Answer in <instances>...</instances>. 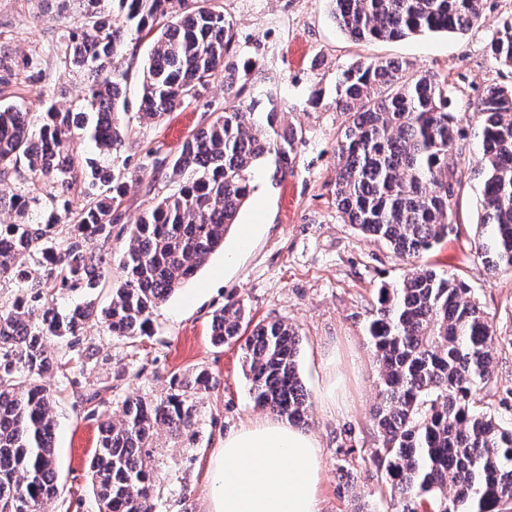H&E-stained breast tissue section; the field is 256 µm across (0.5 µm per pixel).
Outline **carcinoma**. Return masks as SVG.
I'll use <instances>...</instances> for the list:
<instances>
[{"label": "carcinoma", "mask_w": 512, "mask_h": 512, "mask_svg": "<svg viewBox=\"0 0 512 512\" xmlns=\"http://www.w3.org/2000/svg\"><path fill=\"white\" fill-rule=\"evenodd\" d=\"M82 2L67 38L68 65L89 79L84 104L62 110L48 90L36 130L29 113L0 106V181L30 178L50 186V211L39 216L26 193L0 196V209L14 214L0 223V235L14 243L0 249V281L21 292L0 310V512L17 502L41 512L58 495L53 397L40 379L65 360L69 338L92 321L118 338L144 335L152 311L224 248L258 166L271 157L275 175L284 178L300 141L273 94L240 101L241 71L226 61L233 24L211 0H111L121 26L100 8L104 0ZM330 2L337 27L355 42L463 33L482 20L480 0ZM169 15L173 21L157 33L143 66L140 118L159 122L219 74L224 110L159 162L177 189L132 225L119 254L124 278L109 307L98 311L85 302L63 315L52 289L99 286L104 265L90 245L112 239L129 187L112 166L81 161L75 138L85 132L103 155L121 146L125 47ZM489 52L512 68L511 18L496 24ZM335 104L347 116L334 183L343 220L400 257L417 258L448 238L457 184L448 159L462 129L448 111L447 81L406 61H359L339 73ZM473 115L481 123L477 253L491 274H510L512 88H488ZM79 180L87 182L88 200L74 212L68 193ZM245 317L237 302L217 309L212 343L234 340ZM369 334L381 394L372 462L384 472L396 512H512V421L480 406L498 338L472 288L417 263L397 286L379 290ZM298 345L294 328L281 320L255 326L244 345L255 404L293 423L305 422L310 407L297 371ZM213 383L201 371L174 381L159 401L128 397L116 421L90 410L99 427L88 466L98 512H154L148 448L160 429L172 436L194 430L197 400Z\"/></svg>", "instance_id": "obj_1"}]
</instances>
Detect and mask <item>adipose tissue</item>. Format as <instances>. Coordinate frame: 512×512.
I'll return each instance as SVG.
<instances>
[{"instance_id":"1","label":"adipose tissue","mask_w":512,"mask_h":512,"mask_svg":"<svg viewBox=\"0 0 512 512\" xmlns=\"http://www.w3.org/2000/svg\"><path fill=\"white\" fill-rule=\"evenodd\" d=\"M321 445L268 415L225 435L210 457L206 512H319Z\"/></svg>"}]
</instances>
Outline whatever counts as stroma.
Segmentation results:
<instances>
[{"label":"stroma","instance_id":"obj_1","mask_svg":"<svg viewBox=\"0 0 512 512\" xmlns=\"http://www.w3.org/2000/svg\"><path fill=\"white\" fill-rule=\"evenodd\" d=\"M216 4L234 25L229 61L255 64L248 91L276 94L302 139L282 181L273 179V162L256 170L255 189L223 251L154 311L148 335L120 339L104 325L86 327L81 351L72 352L57 372L45 377L55 398L59 493L44 512H98L88 477L98 428L87 416V394L111 385L101 410L112 415L125 398L161 399L171 377L186 378L201 369L214 374L218 383L198 401L197 436L174 439L160 433L152 455L163 488L156 512H205L206 462L219 438L261 414L250 391L242 342L217 347L209 336L213 311L232 302L241 303L253 322L281 320L298 333V373L312 401L304 429L323 449L320 512H349L355 495L368 512H390L385 477L370 461L377 446L371 411L380 397L367 326L379 288L397 283L409 262L344 223L336 209L337 136L346 121L334 104L336 79L356 61L390 58L448 82L449 108L460 118L464 134L463 156L454 162L460 186L451 200L458 228L422 260L465 279L487 313L500 344L482 397L485 407L497 409L512 391V277L491 279L475 253L480 181L471 161L480 138L469 114L486 86L512 85V69L495 64L487 51L496 22L512 17V0H483V23L462 34L362 43L339 30L329 0ZM74 16L65 0H0L1 104L21 107L36 119L42 93L54 87L58 106L81 105L85 80L65 66L64 33ZM152 41V35L144 34L125 49L130 109L122 121L128 134L111 162L133 187L119 208L113 240L96 245L101 253L117 252L123 227L172 191L160 160L177 154L191 134L224 108V85L217 78L162 122H141L136 105ZM243 227L251 230L245 244L239 241ZM330 382L346 396L343 410L322 403L321 393ZM343 468L354 474L353 486L340 479Z\"/></svg>","mask_w":512,"mask_h":512}]
</instances>
